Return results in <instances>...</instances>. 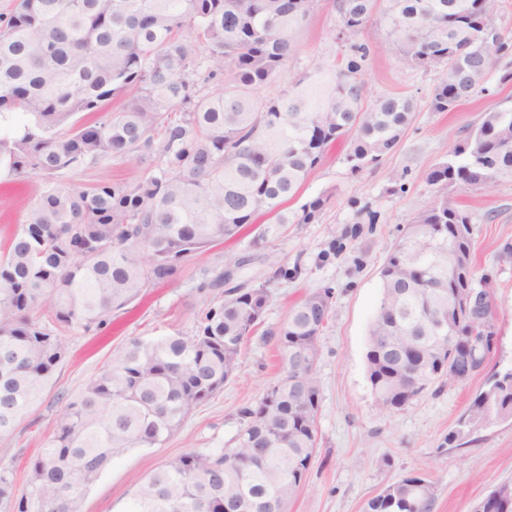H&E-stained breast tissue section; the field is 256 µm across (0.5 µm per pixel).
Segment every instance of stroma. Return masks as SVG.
<instances>
[{
    "mask_svg": "<svg viewBox=\"0 0 512 512\" xmlns=\"http://www.w3.org/2000/svg\"><path fill=\"white\" fill-rule=\"evenodd\" d=\"M339 29L334 0H317L295 35L294 55L262 95H278L318 66L342 64L348 47L339 40ZM366 40L370 54L359 75L365 105L387 95L406 96L415 104L397 146L377 167L353 174L345 162L347 141L336 142L296 196L284 203L291 223L274 224L261 216L236 239L193 256L170 280L150 286L141 300L115 313L103 332L68 333V353L39 404L11 434L0 435V469L13 471L17 494H30L27 462L52 436L66 399L79 395L130 339L193 331L211 301L198 284L205 273L222 269L234 271L247 287L265 285L268 294L263 321L246 341L236 374L223 391L194 408L164 443L115 456L83 492L78 512H127L146 476L169 459L191 450L220 454L233 447L240 409L255 404L279 376L276 333L289 308L306 294L328 288L333 291L331 315L318 338L315 367L321 387L317 447L288 512H363L370 498L411 473L433 482L432 512H473L495 485L512 481V418L462 436L456 433L459 419L489 376L512 368V256L501 251L512 242L511 181L482 189L459 184L448 190L449 201L471 218L475 274L490 279L497 337L486 364L464 383L427 390L402 409L390 410L374 394L366 362L369 329L382 297L383 261L402 229L436 195L425 180L427 172L445 159L482 112L512 96V81H500L512 72V54L489 72L486 93L436 112L431 96L440 72L401 61L379 25L370 26ZM154 164L150 156L104 161L67 172L60 184L87 188L112 183ZM40 187L34 175L10 187L0 184V243L20 228ZM318 197L326 200L319 219L295 223L301 205ZM276 260L288 268L289 277L275 276Z\"/></svg>",
    "mask_w": 512,
    "mask_h": 512,
    "instance_id": "stroma-1",
    "label": "stroma"
}]
</instances>
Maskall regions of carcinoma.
<instances>
[{
    "mask_svg": "<svg viewBox=\"0 0 512 512\" xmlns=\"http://www.w3.org/2000/svg\"><path fill=\"white\" fill-rule=\"evenodd\" d=\"M314 0H20L0 27V170L35 173L43 188L24 224L0 249V435L32 410L67 353L61 332L109 326L112 315L145 288L172 276L193 255L234 239L247 224L274 213L336 142L348 138L349 169L379 164L412 119L406 97L364 107L359 79L369 50L358 41L380 23L400 57L423 70L450 67L431 101L446 112L469 100L512 41L494 25L498 0H336L344 41L339 68L318 69L277 97L259 89L274 81L294 48ZM202 46L222 72L203 93L192 79ZM132 97L123 111L101 116L110 101ZM152 155L135 171L89 190L62 188L58 178L102 161ZM512 181V106L482 113L427 184L443 191L462 182L484 188ZM325 201L301 205L299 224L317 219ZM469 214L440 194L408 225L380 271L383 300L370 335L369 380L379 400L400 390L407 401L432 384H452L444 365L456 355L430 353L441 313L447 332L469 328L454 305L455 264L471 260ZM215 292L190 334L134 338L59 414L54 433L27 463L39 512H76L83 491L112 458L162 443L193 408L224 390L243 345L261 322L265 286L224 288V272L204 279ZM318 293L288 311L277 336L280 379L270 404L242 409L235 447L220 455L186 452L142 483L129 512H266L271 499L294 498L317 445L320 384L292 370L322 320ZM418 343L427 364L406 363ZM490 348L475 339L467 352L477 369ZM512 418V380L495 374L473 400L462 426L472 431ZM241 448L260 452L248 469ZM488 497L484 512H512V483ZM30 512L14 496V476L0 471V502ZM434 486L409 474L367 502L365 512H431Z\"/></svg>",
    "mask_w": 512,
    "mask_h": 512,
    "instance_id": "obj_1",
    "label": "carcinoma"
}]
</instances>
